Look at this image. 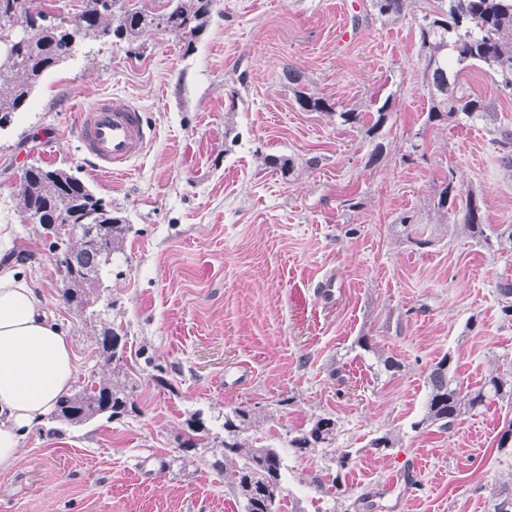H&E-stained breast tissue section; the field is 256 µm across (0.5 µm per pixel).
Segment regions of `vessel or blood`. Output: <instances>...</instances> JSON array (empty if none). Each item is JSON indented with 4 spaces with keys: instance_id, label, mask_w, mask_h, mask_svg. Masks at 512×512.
Returning a JSON list of instances; mask_svg holds the SVG:
<instances>
[{
    "instance_id": "obj_1",
    "label": "vessel or blood",
    "mask_w": 512,
    "mask_h": 512,
    "mask_svg": "<svg viewBox=\"0 0 512 512\" xmlns=\"http://www.w3.org/2000/svg\"><path fill=\"white\" fill-rule=\"evenodd\" d=\"M77 135L98 172L122 175L129 162L144 153L154 133L138 107L115 96L79 113Z\"/></svg>"
}]
</instances>
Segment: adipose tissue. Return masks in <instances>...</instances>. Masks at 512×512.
Instances as JSON below:
<instances>
[{"mask_svg": "<svg viewBox=\"0 0 512 512\" xmlns=\"http://www.w3.org/2000/svg\"><path fill=\"white\" fill-rule=\"evenodd\" d=\"M13 244V225L0 224V469L17 462L23 439L45 424L77 372L69 339L47 316L45 294L8 259Z\"/></svg>", "mask_w": 512, "mask_h": 512, "instance_id": "obj_1", "label": "adipose tissue"}]
</instances>
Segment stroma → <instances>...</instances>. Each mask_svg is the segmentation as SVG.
Masks as SVG:
<instances>
[{
    "label": "stroma",
    "mask_w": 512,
    "mask_h": 512,
    "mask_svg": "<svg viewBox=\"0 0 512 512\" xmlns=\"http://www.w3.org/2000/svg\"><path fill=\"white\" fill-rule=\"evenodd\" d=\"M432 6L412 0L388 21L370 0H217L194 44L169 32L105 49L88 41L44 77L0 130V224L15 225L13 251L74 348L73 389L102 375L96 339L113 323L153 363L135 415L50 420L30 433L19 461L0 470V512H240L211 454L182 471L170 464L193 413L218 433L238 406L260 413L262 437L281 451L282 512H347L365 488L373 505L357 512H490L493 491L512 492V447L497 445L512 403L462 414L446 431L413 427L444 353L464 392L512 369V313L496 293L512 277V240L476 245L432 204L451 173L477 193L485 223L506 227L512 167L484 125L424 126L417 20ZM288 68L334 114L300 111L281 78ZM459 82L512 129V93L477 68ZM112 96L136 101L155 131L118 178L94 169L75 134L79 112ZM384 99L391 117L371 166V140L336 115ZM272 156L293 159L289 178L269 167ZM32 163L66 169L131 226L100 287L110 306L101 322L64 304L51 236L18 207ZM406 212L432 246L407 240L397 222ZM363 335L371 351L357 347ZM379 355L399 359L401 372L373 375ZM158 365L168 386L151 379ZM285 396L293 403L283 408ZM319 415L336 418V449L355 460L343 493L314 487L329 465L323 451L288 448L289 431ZM383 433L394 448H370Z\"/></svg>",
    "instance_id": "obj_1"
}]
</instances>
